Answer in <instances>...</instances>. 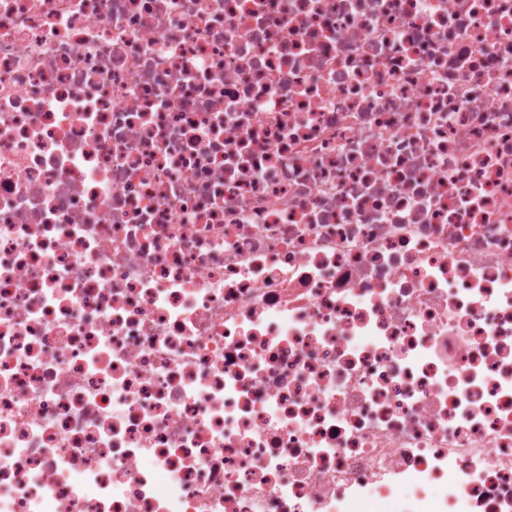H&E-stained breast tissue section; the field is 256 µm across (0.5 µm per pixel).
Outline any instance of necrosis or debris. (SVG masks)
<instances>
[{
    "label": "necrosis or debris",
    "mask_w": 512,
    "mask_h": 512,
    "mask_svg": "<svg viewBox=\"0 0 512 512\" xmlns=\"http://www.w3.org/2000/svg\"><path fill=\"white\" fill-rule=\"evenodd\" d=\"M0 512H512V0H0Z\"/></svg>",
    "instance_id": "obj_1"
}]
</instances>
